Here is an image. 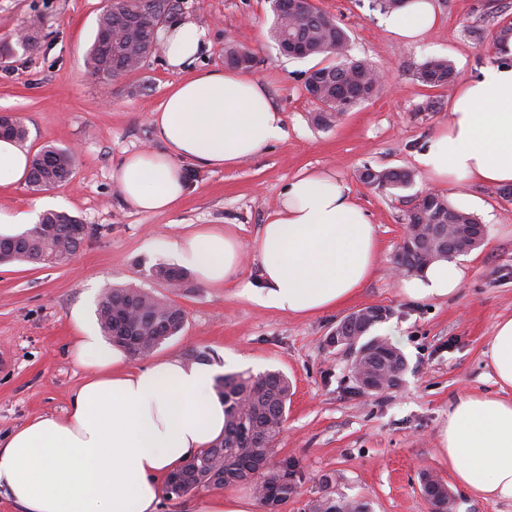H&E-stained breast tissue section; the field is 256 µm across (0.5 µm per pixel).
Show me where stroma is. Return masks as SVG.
Returning <instances> with one entry per match:
<instances>
[{
    "label": "stroma",
    "mask_w": 512,
    "mask_h": 512,
    "mask_svg": "<svg viewBox=\"0 0 512 512\" xmlns=\"http://www.w3.org/2000/svg\"><path fill=\"white\" fill-rule=\"evenodd\" d=\"M348 31L350 56L366 59L385 75L375 96L320 127L319 105L305 90L323 58L281 56L269 35V0H178L174 21L190 19L203 29L197 69L224 65L227 41L250 50L247 76L262 82L284 118L287 136L234 169H199L184 163L187 194L173 211L153 215L128 206L113 176L120 160L140 150H162L153 115L183 74L167 68L163 55L137 71L106 79L85 65L105 0H0V43L15 46L0 57V113L20 114L29 152L54 144L76 150L71 179L31 192L0 187V209L43 213L64 211L87 228L70 261L58 265L0 264V436L32 418L64 415L86 376L67 347L75 334L73 315L97 327V305L106 288L135 286L172 300L185 312L180 336L151 360L207 351L228 373L279 370L292 385L280 455L295 461L294 496L281 512H307L309 502L333 496L367 503L371 512H430L421 476L444 480L453 512H512V501L483 499L464 491L441 451L439 431L448 408L466 395L503 393L484 352L494 324L512 317V199L495 186L467 183L447 189L448 199L487 227L485 242L464 254V278L453 296L414 301L390 273L405 231L414 192L428 187L415 157L448 120L451 90L417 77L432 57L450 60L457 82L480 75L498 62L496 36L512 25V0H436L439 26L405 44L384 28L373 0H313ZM40 18L33 49L14 43L15 34ZM434 102V111L424 108ZM413 171L411 188L382 192L360 181L364 167ZM327 169L351 189L380 242L377 270L348 304L299 317L257 305L237 294L256 281L262 257L260 228L288 182L304 171ZM228 228L238 239L242 263L235 284L214 288L190 276L171 289L148 275L151 266H182L174 248L193 228ZM368 305L391 311L374 335L385 337L405 356L399 388L363 395L348 356L326 338L349 313ZM332 475L330 489L319 483Z\"/></svg>",
    "instance_id": "35a3bbf8"
}]
</instances>
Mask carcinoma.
<instances>
[{"label": "carcinoma", "mask_w": 512, "mask_h": 512, "mask_svg": "<svg viewBox=\"0 0 512 512\" xmlns=\"http://www.w3.org/2000/svg\"><path fill=\"white\" fill-rule=\"evenodd\" d=\"M160 8L154 15L140 20L135 28L125 25L122 17L140 8L138 0H112V7L99 18L94 41L88 52L92 71L104 78H112L118 70L133 72L156 53L157 24L166 20L175 5L172 0H156ZM289 34L302 49L300 58L334 57L336 63L314 70L305 88L322 111L314 116L319 126L330 125L342 113L339 95L342 90L363 92L358 102L371 99L377 92L374 72L376 66L365 59L351 58L346 54L350 36L336 19L314 5L294 15V27H288V14H274L271 37L279 42ZM112 35L114 50L100 46L101 37ZM228 63L241 59H254L253 54L230 41L224 49ZM419 79L433 87H448L455 79V68L445 58H433L423 63ZM75 154L68 148L46 145L32 157L27 187L32 192L48 189L55 183L68 181L74 171ZM360 179L367 185L377 180L388 182L386 190L406 189L413 185L415 175L403 168H386L373 173L366 167ZM418 224H472L480 221L438 193L434 196L424 217L407 215V222ZM40 223L53 227V232L39 236L37 231L13 237L16 241L13 261L32 265L61 264L77 251L81 240L70 237L68 229L78 220L65 213L47 211ZM425 242L411 237L404 241L395 255L396 262L411 269L431 262L426 257ZM150 276L164 283L177 285L188 277L187 271L166 264L151 268ZM97 316L100 326L113 345L124 349L134 358L151 355L163 343L177 336L184 328V311L142 288H108L98 303ZM375 324H370L363 334L356 335L347 328V335L354 338L355 356L360 366L375 372H390L386 386L399 384L405 370L404 355L381 336L370 335ZM217 390L224 398V436L210 447L195 455L189 470L178 471V482L164 484V495L169 499L181 498L194 490L223 489L237 484H249L265 512H280L283 504L296 493L293 479L295 465L288 457H277L276 444L285 422L286 406L291 396L288 377L280 371H266L257 375L228 373L217 380ZM437 492L429 499L432 512H448L446 484L434 479ZM310 512H366V507L344 497L336 499L330 494L311 501Z\"/></svg>", "instance_id": "cac0c4a2"}]
</instances>
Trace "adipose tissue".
Masks as SVG:
<instances>
[{
  "mask_svg": "<svg viewBox=\"0 0 512 512\" xmlns=\"http://www.w3.org/2000/svg\"><path fill=\"white\" fill-rule=\"evenodd\" d=\"M439 21L434 0H405L385 20L413 43ZM203 31L181 21L161 32L166 63L179 70L197 55ZM503 60L464 82L448 103V122L416 158L429 183L512 184V42ZM160 152L125 155L115 172L123 198L142 214L174 208L186 195L182 162L201 169L237 166L286 132L266 89L234 70L213 68L182 80L153 117ZM198 278L232 282L241 260L227 230L193 231L175 245ZM262 272L242 296L289 315L310 316L351 300L377 267L379 242L349 187L328 170L293 180L262 225ZM458 259H439L403 281L413 299L444 298L459 288ZM72 359L87 370L67 413L39 416L0 438V489L22 512H158L163 481L224 435L219 374L178 358L129 365L126 351L76 323ZM489 364L512 388V317L490 338ZM457 483L478 497L512 501V400L465 396L439 432Z\"/></svg>",
  "mask_w": 512,
  "mask_h": 512,
  "instance_id": "ef3b65f1",
  "label": "adipose tissue"
}]
</instances>
